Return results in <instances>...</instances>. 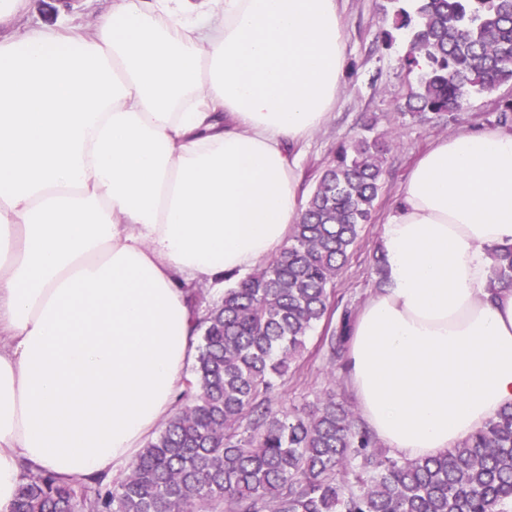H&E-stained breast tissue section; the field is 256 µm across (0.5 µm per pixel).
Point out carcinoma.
I'll return each mask as SVG.
<instances>
[{"mask_svg":"<svg viewBox=\"0 0 512 512\" xmlns=\"http://www.w3.org/2000/svg\"><path fill=\"white\" fill-rule=\"evenodd\" d=\"M400 7L418 72L400 105L444 120L474 93L512 84V0H416ZM388 142L336 146L282 250L197 320L186 402L114 484L27 472L10 512H512V407L430 458L395 459L356 413L325 392L308 409L275 405L278 382L331 318L336 282L371 222ZM512 288V250L492 252L490 288ZM350 312L330 336L346 353Z\"/></svg>","mask_w":512,"mask_h":512,"instance_id":"carcinoma-1","label":"carcinoma"}]
</instances>
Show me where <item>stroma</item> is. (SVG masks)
<instances>
[{
	"label": "stroma",
	"mask_w": 512,
	"mask_h": 512,
	"mask_svg": "<svg viewBox=\"0 0 512 512\" xmlns=\"http://www.w3.org/2000/svg\"><path fill=\"white\" fill-rule=\"evenodd\" d=\"M338 5L346 35L347 69L332 117L299 148L296 172L301 197H308L339 143L358 139L369 130L390 140L391 146L385 156V183L373 219L363 225L337 281L332 320L312 332L300 368L289 374L276 392V403L288 408L316 402L328 390L335 391L338 400L354 404L347 383L348 363L329 364L324 342L344 312H357L377 288L379 227L392 211L399 187L416 159L433 143L464 124L495 127L500 102L512 99V86L506 85L490 95L472 96L465 109L452 112L444 125L401 117L398 106L410 82L401 65L408 42L400 31H393L392 45L383 42L384 31L393 30L389 0H338ZM71 17L60 0H26L17 28L23 32L51 27Z\"/></svg>",
	"instance_id": "obj_1"
}]
</instances>
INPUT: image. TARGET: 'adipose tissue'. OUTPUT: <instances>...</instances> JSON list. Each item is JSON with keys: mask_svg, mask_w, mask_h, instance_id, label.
<instances>
[{"mask_svg": "<svg viewBox=\"0 0 512 512\" xmlns=\"http://www.w3.org/2000/svg\"><path fill=\"white\" fill-rule=\"evenodd\" d=\"M0 0V512L26 472L120 470L185 392L193 292L278 253L294 148L347 67L337 0H113L14 33ZM348 384L373 436L434 457L512 405V130L418 158L379 229ZM490 288H512V250L492 252Z\"/></svg>", "mask_w": 512, "mask_h": 512, "instance_id": "1", "label": "adipose tissue"}]
</instances>
